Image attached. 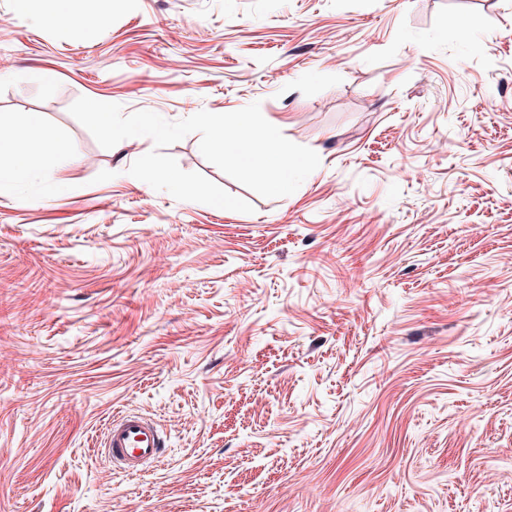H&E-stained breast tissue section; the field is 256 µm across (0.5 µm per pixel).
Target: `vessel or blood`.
I'll return each instance as SVG.
<instances>
[{"mask_svg": "<svg viewBox=\"0 0 512 512\" xmlns=\"http://www.w3.org/2000/svg\"><path fill=\"white\" fill-rule=\"evenodd\" d=\"M113 463L125 472L134 474L163 451V438L158 429L135 411H128L114 419L105 440Z\"/></svg>", "mask_w": 512, "mask_h": 512, "instance_id": "b4317fda", "label": "vessel or blood"}]
</instances>
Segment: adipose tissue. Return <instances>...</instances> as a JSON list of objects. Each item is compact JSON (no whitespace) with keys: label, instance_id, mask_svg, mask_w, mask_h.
<instances>
[{"label":"adipose tissue","instance_id":"obj_1","mask_svg":"<svg viewBox=\"0 0 512 512\" xmlns=\"http://www.w3.org/2000/svg\"><path fill=\"white\" fill-rule=\"evenodd\" d=\"M40 147L49 166L62 167L72 158V150L67 140L48 136L38 115L31 114L16 130L13 137H0V195L11 192L31 174V161L28 152Z\"/></svg>","mask_w":512,"mask_h":512}]
</instances>
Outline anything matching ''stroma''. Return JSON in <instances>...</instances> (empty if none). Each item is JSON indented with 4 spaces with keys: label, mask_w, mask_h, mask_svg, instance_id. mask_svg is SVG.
Here are the masks:
<instances>
[{
    "label": "stroma",
    "mask_w": 512,
    "mask_h": 512,
    "mask_svg": "<svg viewBox=\"0 0 512 512\" xmlns=\"http://www.w3.org/2000/svg\"><path fill=\"white\" fill-rule=\"evenodd\" d=\"M0 0V135L73 159L0 195V512H512V0ZM466 36H459L458 28ZM259 103L319 167L253 205L131 176L79 97ZM134 410L164 453L129 475ZM163 438L158 429L135 411H128L112 420L105 448L112 462L129 474L137 473L148 461L163 451Z\"/></svg>",
    "instance_id": "35a3bbf8"
}]
</instances>
